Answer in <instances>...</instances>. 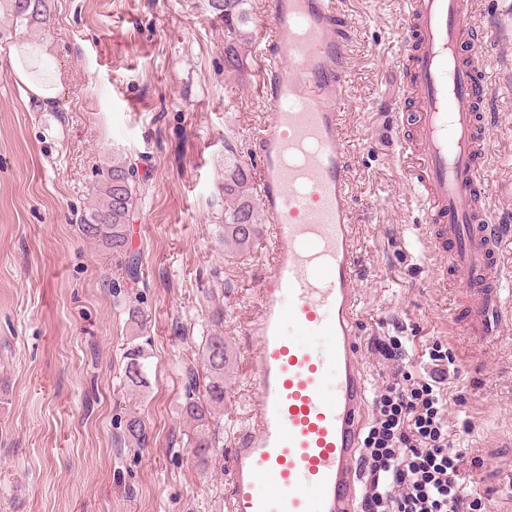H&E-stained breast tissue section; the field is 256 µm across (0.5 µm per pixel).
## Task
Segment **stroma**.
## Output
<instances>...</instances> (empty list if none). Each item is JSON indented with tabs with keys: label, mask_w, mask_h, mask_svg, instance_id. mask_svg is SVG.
<instances>
[{
	"label": "stroma",
	"mask_w": 512,
	"mask_h": 512,
	"mask_svg": "<svg viewBox=\"0 0 512 512\" xmlns=\"http://www.w3.org/2000/svg\"><path fill=\"white\" fill-rule=\"evenodd\" d=\"M406 0H343L356 18L343 93L359 252V356L378 393L398 365L372 341L406 339L414 376L430 372L434 343L455 358L448 394L461 471L481 490L512 480V320L477 342L453 322L460 281L439 282L423 252L418 203L386 115L401 77L394 52ZM50 21L15 26L0 11V512H224L227 476L197 467L182 406L202 341L229 348L220 439L232 444L251 379L245 328L269 258L266 234L238 253L223 243L224 148L248 169L267 118L259 97V19L249 0L242 72L224 67V27L205 0H47ZM512 0H476L497 110L489 188L494 218L512 216V98L500 87L512 42L495 40ZM46 44L63 89L44 110L25 100L4 54ZM115 154L136 159L146 183L128 226L139 256L87 240L80 219L95 170ZM142 316L132 323L129 305ZM141 345L148 386L125 383V353ZM138 416L146 443L130 440Z\"/></svg>",
	"instance_id": "stroma-1"
}]
</instances>
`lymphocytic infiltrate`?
Returning <instances> with one entry per match:
<instances>
[{"instance_id":"obj_1","label":"lymphocytic infiltrate","mask_w":512,"mask_h":512,"mask_svg":"<svg viewBox=\"0 0 512 512\" xmlns=\"http://www.w3.org/2000/svg\"><path fill=\"white\" fill-rule=\"evenodd\" d=\"M428 356V377L398 369L372 400L359 451L360 512H484L485 496L466 481L450 441L444 383L455 358L439 343Z\"/></svg>"}]
</instances>
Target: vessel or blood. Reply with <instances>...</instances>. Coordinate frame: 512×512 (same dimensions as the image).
<instances>
[{"instance_id":"obj_1","label":"vessel or blood","mask_w":512,"mask_h":512,"mask_svg":"<svg viewBox=\"0 0 512 512\" xmlns=\"http://www.w3.org/2000/svg\"><path fill=\"white\" fill-rule=\"evenodd\" d=\"M410 47L396 60L398 159L421 200L424 247L440 281L470 294L462 326L500 332L506 235L492 217L493 91L473 0H407ZM354 18L338 0H270L260 20L252 140L271 260L256 291L249 412L221 458L225 512H357L369 383L358 357V250L342 144ZM267 492H259V484Z\"/></svg>"}]
</instances>
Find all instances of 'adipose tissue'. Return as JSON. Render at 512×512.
Masks as SVG:
<instances>
[{"mask_svg": "<svg viewBox=\"0 0 512 512\" xmlns=\"http://www.w3.org/2000/svg\"><path fill=\"white\" fill-rule=\"evenodd\" d=\"M7 57L11 72L21 85L26 100L51 106L63 86L61 72L46 68L42 55L29 46H10Z\"/></svg>", "mask_w": 512, "mask_h": 512, "instance_id": "1", "label": "adipose tissue"}]
</instances>
